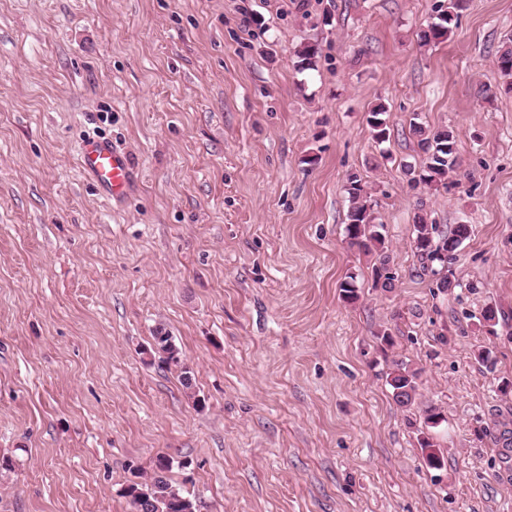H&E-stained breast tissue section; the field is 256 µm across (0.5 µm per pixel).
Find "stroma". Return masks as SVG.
<instances>
[{
  "label": "stroma",
  "instance_id": "35a3bbf8",
  "mask_svg": "<svg viewBox=\"0 0 512 512\" xmlns=\"http://www.w3.org/2000/svg\"><path fill=\"white\" fill-rule=\"evenodd\" d=\"M445 2L0 0V512H132L161 453L199 512H512V0L424 42ZM416 124L455 131L449 188L411 187ZM89 134L139 172L124 208L78 170ZM352 172L388 288L346 234ZM420 216L471 228L453 288L421 270ZM159 326L204 408L148 360ZM394 368L387 376L393 399L401 407H409L419 396V373L403 361H394Z\"/></svg>",
  "mask_w": 512,
  "mask_h": 512
}]
</instances>
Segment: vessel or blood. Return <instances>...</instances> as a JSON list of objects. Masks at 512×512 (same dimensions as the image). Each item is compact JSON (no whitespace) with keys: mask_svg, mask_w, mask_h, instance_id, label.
<instances>
[{"mask_svg":"<svg viewBox=\"0 0 512 512\" xmlns=\"http://www.w3.org/2000/svg\"><path fill=\"white\" fill-rule=\"evenodd\" d=\"M77 163L82 176L90 179L98 193L113 204H122L133 185L129 154L104 137L89 135L81 140Z\"/></svg>","mask_w":512,"mask_h":512,"instance_id":"obj_1","label":"vessel or blood"}]
</instances>
